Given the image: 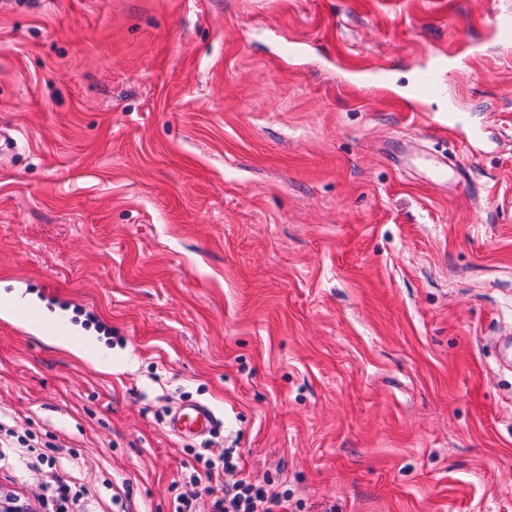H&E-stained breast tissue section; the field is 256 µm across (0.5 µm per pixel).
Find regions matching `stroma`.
I'll list each match as a JSON object with an SVG mask.
<instances>
[{
  "label": "stroma",
  "instance_id": "obj_1",
  "mask_svg": "<svg viewBox=\"0 0 512 512\" xmlns=\"http://www.w3.org/2000/svg\"><path fill=\"white\" fill-rule=\"evenodd\" d=\"M504 14L0 0V290L112 349L102 371L0 316V431L29 442L0 447V492L49 512L64 475L74 512H175L233 447L227 481L288 512H512ZM192 402L222 425L184 440Z\"/></svg>",
  "mask_w": 512,
  "mask_h": 512
}]
</instances>
